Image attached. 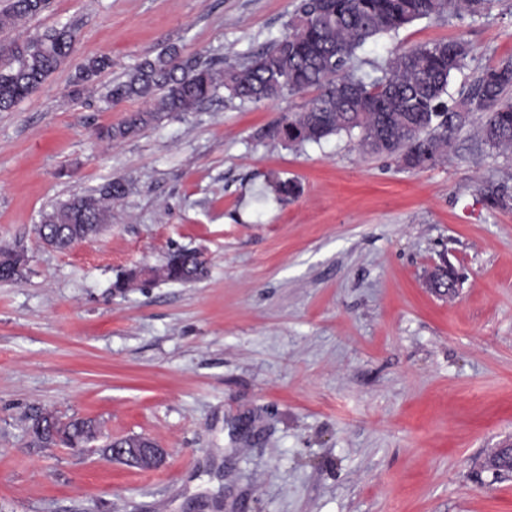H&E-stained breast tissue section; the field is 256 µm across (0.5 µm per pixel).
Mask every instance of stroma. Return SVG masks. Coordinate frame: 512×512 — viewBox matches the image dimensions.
I'll use <instances>...</instances> for the list:
<instances>
[{
  "label": "stroma",
  "instance_id": "35a3bbf8",
  "mask_svg": "<svg viewBox=\"0 0 512 512\" xmlns=\"http://www.w3.org/2000/svg\"><path fill=\"white\" fill-rule=\"evenodd\" d=\"M299 0H51L0 29V45L71 24L74 53L0 112V247L27 271L0 282V512H512V476L484 465L512 438V207L479 187L512 174V152L478 142L480 114L424 170L361 151L346 134L287 146L260 133L314 98L259 105L227 90L122 142L109 108L72 77L107 55L99 84L166 48L216 66L279 36ZM466 35L451 82L468 88L512 57V0L479 19H422L358 54ZM130 191L86 243L47 247L34 227L75 193ZM300 191L279 196L276 181ZM178 249L206 258L200 282L118 273ZM447 257L453 294L426 286ZM89 418L87 451L35 448L31 419ZM142 436L164 466L129 467L104 439Z\"/></svg>",
  "mask_w": 512,
  "mask_h": 512
}]
</instances>
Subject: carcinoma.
Wrapping results in <instances>:
<instances>
[{
	"mask_svg": "<svg viewBox=\"0 0 512 512\" xmlns=\"http://www.w3.org/2000/svg\"><path fill=\"white\" fill-rule=\"evenodd\" d=\"M494 0H301L294 17L279 37L238 65L218 69L168 49L145 59L124 78L106 88L103 100L111 105L140 98L149 108L130 112L101 136L120 142L141 128L172 113L195 111L219 88L254 104L316 88L319 95L299 111L284 115L262 131V137L285 144L313 142L340 133L356 136L358 146L373 153L401 155L411 168L433 167L445 155L448 142L465 118L445 100L451 80L461 71L473 46L460 35L452 40L426 43L401 50L387 59L380 74L366 76L354 66L358 52L371 40L395 36L421 19L448 17L473 19L490 13ZM50 0H10L0 10V28L41 14ZM77 28H52L23 43H14L0 63V111H9L36 89L71 53ZM107 57L86 60L78 67L74 84L95 85L96 77L110 68ZM512 90V59L485 67L467 94L466 111L479 112L482 144L512 151V103L504 101ZM496 207L512 204L504 182L488 181L480 187ZM128 185L112 180L92 193L75 195L42 215L36 231L59 250L75 239L91 236L98 225L109 223L112 202L123 198ZM19 253L0 248V282L21 278L15 272ZM150 280L193 283L207 275V266L192 251L172 252L160 267L150 268ZM434 292L455 289L453 268H437L430 277ZM31 441L48 446L62 444L79 449L96 438L92 421L62 423L51 415L34 419Z\"/></svg>",
	"mask_w": 512,
	"mask_h": 512,
	"instance_id": "carcinoma-1",
	"label": "carcinoma"
}]
</instances>
